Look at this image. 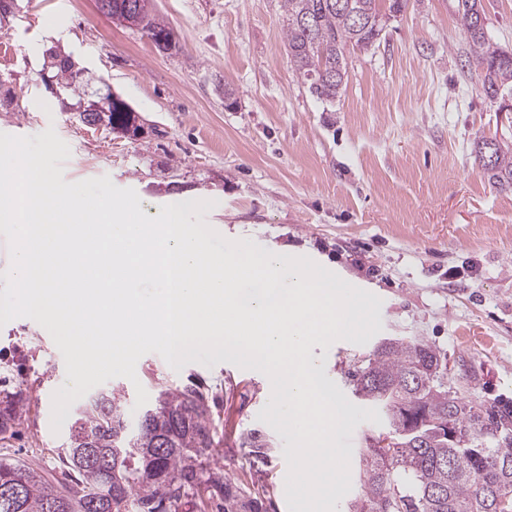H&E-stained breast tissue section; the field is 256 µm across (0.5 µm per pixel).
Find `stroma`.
<instances>
[{
  "mask_svg": "<svg viewBox=\"0 0 512 512\" xmlns=\"http://www.w3.org/2000/svg\"><path fill=\"white\" fill-rule=\"evenodd\" d=\"M176 34L159 50L139 29L103 15L97 0H17L0 29V133L54 129L69 146L66 183L106 176L156 215L169 195L215 206L202 219L230 240L286 248L380 299L381 337H421L448 358V385L468 400L512 402V191L487 180L477 138L512 135V118L462 71L466 39L457 0H408L367 49L347 50L348 79L318 99L288 64L282 0H152ZM486 35L512 53V0H484ZM97 75L87 98L110 88L132 109L138 136L88 126L48 80L50 52ZM232 100H225V88ZM368 339L315 348L322 376L356 427L338 443L357 454L381 414L354 396L346 373ZM136 380L110 389L135 401L196 379L224 399V445L211 463L247 466L238 436L270 433L265 377L202 356L174 370L143 355ZM26 386L27 412L0 441V461L52 474L68 426L51 427L52 397L73 388L50 333L21 317L0 326V397ZM263 477L270 512H288L285 435Z\"/></svg>",
  "mask_w": 512,
  "mask_h": 512,
  "instance_id": "35a3bbf8",
  "label": "stroma"
}]
</instances>
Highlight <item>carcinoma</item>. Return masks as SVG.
<instances>
[{
    "mask_svg": "<svg viewBox=\"0 0 512 512\" xmlns=\"http://www.w3.org/2000/svg\"><path fill=\"white\" fill-rule=\"evenodd\" d=\"M150 0H112V14L141 9L147 36L171 28L149 9ZM383 0H283L288 59L311 93L334 100L348 78L345 50L368 48L381 35ZM469 49L464 66L482 88L512 94V57L486 42L483 0H458ZM86 70L68 59L57 64L59 94L83 98ZM86 115L87 124L125 130L132 111L108 93ZM489 182L512 189V146L497 137L475 141ZM354 394L378 407L386 423L359 452L361 492L348 512H512V403L465 400L448 387L447 356L419 337L382 340L348 370ZM218 398L192 380L161 390L131 418L114 390L78 408L66 446L49 479L22 463L0 462V489L17 485L23 497L0 512H268L266 486L243 472L227 473L209 461L224 442ZM25 414L22 390L0 401V435L13 433ZM459 436H451L452 431ZM250 465L267 463L272 441L259 429L239 437Z\"/></svg>",
    "mask_w": 512,
    "mask_h": 512,
    "instance_id": "obj_1",
    "label": "carcinoma"
}]
</instances>
